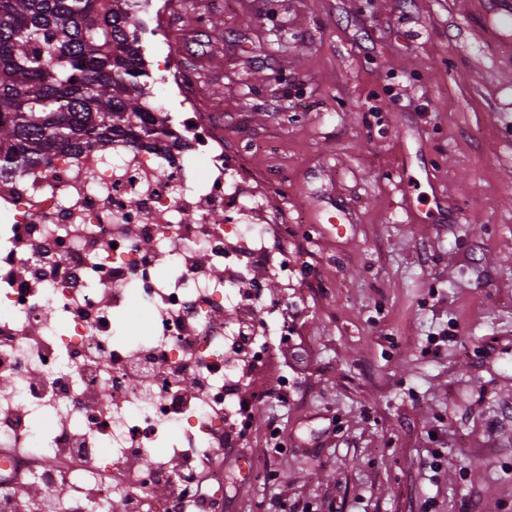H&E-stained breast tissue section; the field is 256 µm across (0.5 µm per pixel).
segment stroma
Wrapping results in <instances>:
<instances>
[{"label":"stroma","mask_w":512,"mask_h":512,"mask_svg":"<svg viewBox=\"0 0 512 512\" xmlns=\"http://www.w3.org/2000/svg\"><path fill=\"white\" fill-rule=\"evenodd\" d=\"M168 2L304 269L267 281L289 337L255 380L287 376L288 404L214 457L223 512H512V55L473 0Z\"/></svg>","instance_id":"obj_1"}]
</instances>
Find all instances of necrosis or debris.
<instances>
[{"label":"necrosis or debris","mask_w":512,"mask_h":512,"mask_svg":"<svg viewBox=\"0 0 512 512\" xmlns=\"http://www.w3.org/2000/svg\"><path fill=\"white\" fill-rule=\"evenodd\" d=\"M149 52L164 96L181 107L166 117L168 139L132 148L118 137L0 177V471L28 467L29 449H41L36 479L49 490L72 482L50 458L77 452L94 489L45 512H111L118 495L123 512L144 499L168 512L160 492L176 477L156 469L158 441L172 440L167 455L186 473L183 440L211 455L225 431L246 433L254 399L234 383L227 342L262 365L288 334L283 325L266 342L245 336L261 326L247 300L262 287L253 270L284 275L288 259L270 265L260 248L262 207L226 161L185 65L165 41ZM165 260L177 277L160 276ZM132 291L149 310L135 346L114 318ZM179 482L193 496L194 481Z\"/></svg>","instance_id":"necrosis-or-debris-1"}]
</instances>
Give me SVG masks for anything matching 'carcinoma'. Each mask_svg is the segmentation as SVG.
<instances>
[{
  "instance_id": "carcinoma-1",
  "label": "carcinoma",
  "mask_w": 512,
  "mask_h": 512,
  "mask_svg": "<svg viewBox=\"0 0 512 512\" xmlns=\"http://www.w3.org/2000/svg\"><path fill=\"white\" fill-rule=\"evenodd\" d=\"M133 0H0V173L165 133L129 35Z\"/></svg>"
}]
</instances>
